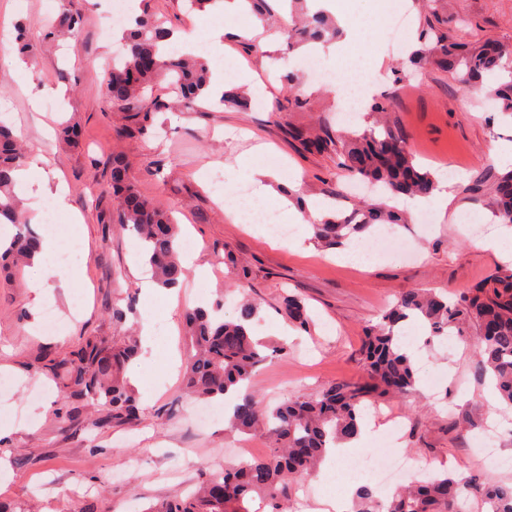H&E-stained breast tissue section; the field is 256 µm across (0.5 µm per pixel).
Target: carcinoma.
I'll return each mask as SVG.
<instances>
[{
    "instance_id": "obj_1",
    "label": "carcinoma",
    "mask_w": 512,
    "mask_h": 512,
    "mask_svg": "<svg viewBox=\"0 0 512 512\" xmlns=\"http://www.w3.org/2000/svg\"><path fill=\"white\" fill-rule=\"evenodd\" d=\"M439 0H423L425 33L422 47L412 55V64L434 63L448 72L467 92L486 80L507 72L512 75V42H457L448 36L439 18ZM82 19L62 12L48 30L50 38L72 37ZM290 40H326L335 37L336 26L321 12L303 22L286 25ZM170 31L158 17L145 13L125 29L122 52L112 62L104 95L112 107L128 113L142 131L153 127L157 113L167 110L160 101L145 103V92L159 78L170 80L178 102L190 109L204 96L210 82L208 65L199 58L171 52L166 47ZM491 97L501 111L512 112V80L498 84ZM296 138L309 151H334L348 176L379 184L397 196L427 197L437 188L436 179L414 163L403 138L387 130L369 129L358 137H334L325 131L310 135L300 130ZM26 153L11 127L0 120V224L16 228L9 243L0 246V271L18 270L39 252L41 237L30 229L21 201L14 192V172L24 166ZM490 183L491 201L503 224H512V172H489L475 187ZM112 195L118 204L112 224L128 231L144 250L145 262L162 287L179 284L183 267L178 252L179 231L168 214L155 208L138 191L128 174V163L117 156L110 169ZM403 215L384 202L364 200L349 221L327 217L312 225L315 238L335 247L355 233L375 224H404ZM283 308L291 323L305 327L309 315L303 301L289 295ZM223 303L196 307L185 314L189 355L185 389L200 400H222L234 395L227 418V431L261 436L268 441L262 457L232 461L224 474L210 478L183 498L152 506L146 512H244L240 505L255 497L268 512H289L296 481L312 471L337 444L353 440L360 432L363 406L386 396L416 391L419 370L403 348L398 335L401 322L415 318L424 323L431 337L473 333V342L484 372L495 380L500 401L512 407V266H499L483 282L449 301L422 288L403 290L394 305L364 330L362 349L367 370L360 382L339 381L303 398L287 399L275 407L265 405L253 390L258 369L284 351L271 350L255 340L253 326L261 304L251 298L239 302L237 316L224 318ZM132 336L109 343L97 336L62 358L49 363V370L64 380L62 400L56 415L74 412L71 400L106 411L112 419L133 423L140 417L137 398L125 377V369L137 355ZM472 495L489 512H512V486L486 478L459 479L450 473L425 474L415 484L397 489L382 500L368 488L358 490L354 512H458L459 498Z\"/></svg>"
}]
</instances>
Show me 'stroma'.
Instances as JSON below:
<instances>
[{"label":"stroma","instance_id":"stroma-1","mask_svg":"<svg viewBox=\"0 0 512 512\" xmlns=\"http://www.w3.org/2000/svg\"><path fill=\"white\" fill-rule=\"evenodd\" d=\"M267 5L273 15L261 20L216 9L191 11L185 0H133L132 13L164 17L186 41L211 26H225L221 64L226 83L236 85L245 69L263 89L247 108L205 99L183 112L157 114L163 129L141 134L104 97L107 71L96 61L111 58L116 40L100 0H0V20L11 31L25 26L29 45L22 56L15 46L0 42V114L27 155H43L64 184L65 208L44 206L34 229L55 238L58 249L77 246L73 265L84 273L83 285L55 288L53 297L39 303L31 290L39 280L35 265L9 279L0 274V376L10 381L0 388V420L13 425L0 440V505L11 512H144L223 471L225 455L240 447L265 452L254 437L225 434L223 423L199 426L196 402L187 396L182 375H169L166 368L169 354H185L184 312L212 304L232 272L246 270L242 292L262 304L255 336L288 347L287 355L262 366L254 380L258 395L274 405L334 381L362 379L363 329L403 289L459 292L498 266L492 252L475 245L471 217H478L487 232L496 226L490 198L476 197L471 187L487 170L512 168L494 154L495 147L512 143V116L495 111L484 94L462 91L435 65L402 76L400 69L418 48L423 28L416 0H349L351 19L367 23L373 51L383 60L380 68L341 76L340 85L370 86L358 102L342 95L339 86L313 82L310 60L336 71L338 58L327 49L313 57L304 45L291 44L282 34L278 0ZM64 8L82 17L81 29L64 42L47 39L48 23ZM396 12L408 18L397 49L387 30ZM440 12L457 41H512V0H443ZM24 60L33 70L29 85L22 87L14 71ZM289 72L297 77L295 85L285 79ZM378 100L388 101L383 120L406 139L416 163L454 181L448 205L396 201L412 215L409 224L398 227L396 238L415 260L400 261L387 250L378 263L356 266L315 241L299 248L227 216L210 179L222 178L232 195L252 188L238 159L254 149L260 161L277 168L280 192L291 207L302 211L320 199L337 217L351 215L366 188L349 182L335 154L307 152L293 133L312 128L362 133L372 125L371 106ZM64 122L77 125V144L57 137L55 130ZM116 154L129 161L140 193L172 212L182 238L196 242L197 262L209 274L198 278L185 271L176 309L171 316H158L152 349L137 356L154 393L152 399H140L137 423L115 422L100 411L60 419L55 401L61 382L45 369L46 359L70 353L89 336L109 341L139 335L147 311L137 279L148 276L149 269L131 235L113 230L109 221L116 203L107 180ZM77 216L84 221L78 242L69 231ZM291 293L305 302L313 320L309 329L290 328L282 300ZM48 306L61 320L55 334L40 328ZM426 337V329L415 323L402 331L403 342L421 361L418 395L387 398L375 419L397 428L398 437L380 436L370 449L334 463L335 475L359 486L374 485L372 476L380 467L406 458L418 470L458 477L488 473L512 484V415L498 413L492 404L471 339L460 337L451 349L427 343ZM489 433L503 466L483 460ZM374 487L380 497L390 492Z\"/></svg>","mask_w":512,"mask_h":512}]
</instances>
